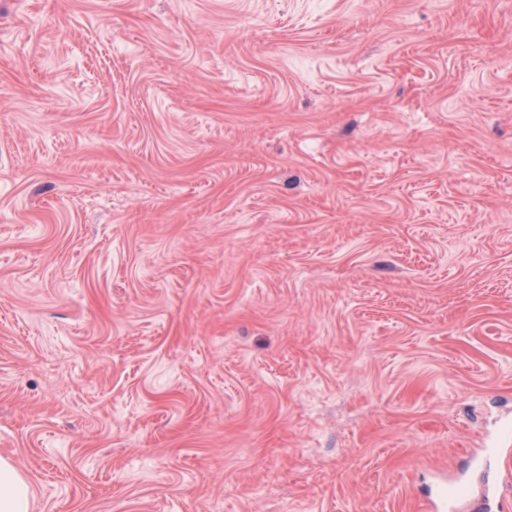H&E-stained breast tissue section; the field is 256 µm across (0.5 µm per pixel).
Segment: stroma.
I'll return each mask as SVG.
<instances>
[{
	"instance_id": "35a3bbf8",
	"label": "stroma",
	"mask_w": 512,
	"mask_h": 512,
	"mask_svg": "<svg viewBox=\"0 0 512 512\" xmlns=\"http://www.w3.org/2000/svg\"><path fill=\"white\" fill-rule=\"evenodd\" d=\"M506 423L512 0H0L30 512H478Z\"/></svg>"
}]
</instances>
